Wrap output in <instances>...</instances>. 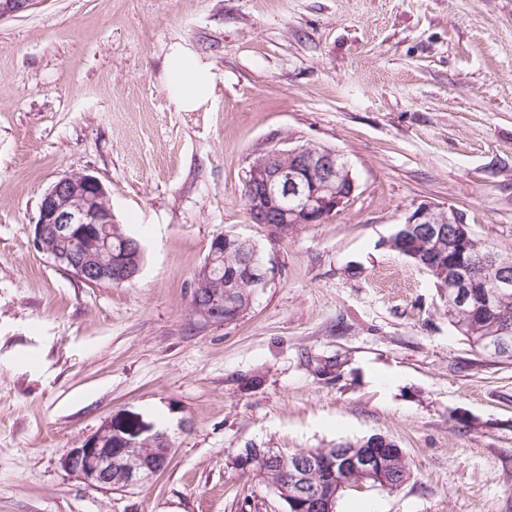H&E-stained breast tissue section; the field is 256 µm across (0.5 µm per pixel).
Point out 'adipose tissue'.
Wrapping results in <instances>:
<instances>
[{
	"label": "adipose tissue",
	"instance_id": "adipose-tissue-1",
	"mask_svg": "<svg viewBox=\"0 0 512 512\" xmlns=\"http://www.w3.org/2000/svg\"><path fill=\"white\" fill-rule=\"evenodd\" d=\"M166 83L174 104L184 112L205 108L215 93L210 64L180 43L170 47Z\"/></svg>",
	"mask_w": 512,
	"mask_h": 512
}]
</instances>
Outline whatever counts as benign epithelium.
Returning a JSON list of instances; mask_svg holds the SVG:
<instances>
[{
    "mask_svg": "<svg viewBox=\"0 0 512 512\" xmlns=\"http://www.w3.org/2000/svg\"><path fill=\"white\" fill-rule=\"evenodd\" d=\"M31 0H4L0 19L17 16L29 8ZM355 191L350 166L334 149L296 146L286 151L271 149L248 167L244 194L251 223L262 227L270 238L284 234L282 224H322L327 216L341 210ZM114 223L108 192L91 174H67L59 178L43 195L38 217L33 224V245L40 249L48 238L59 248L50 252L55 263L66 267L78 279L89 283L121 287L134 280L141 270V246L125 243L112 250L103 231ZM403 223L419 225L433 245L435 261H448V299L468 310L469 299L482 294L488 303L512 290V261L484 245L477 247L480 263L458 258L465 235V223L456 208L429 203L410 209ZM232 237L244 251L257 252V242L250 237L228 232L215 236L218 244ZM219 254L211 250L205 272L193 281L192 311L211 324H224V304L236 306L224 295H210L206 285ZM245 275L266 288L274 278V265H249ZM155 442L152 456L141 453L140 446ZM173 452L169 436L154 429L140 416L109 419L78 446L69 448L61 458L62 467L91 488L120 490L135 486L164 471ZM363 476L359 482L323 483L320 473L332 470V462ZM239 467L253 471L261 465L285 475L284 483L274 493L293 507L308 512H335L341 491L370 485L382 489L396 486L402 475L399 453L369 454L358 448H322L311 453L290 452L283 448H245L237 456Z\"/></svg>",
    "mask_w": 512,
    "mask_h": 512,
    "instance_id": "obj_1",
    "label": "benign epithelium"
}]
</instances>
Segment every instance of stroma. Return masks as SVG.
Returning <instances> with one entry per match:
<instances>
[{
    "label": "stroma",
    "mask_w": 512,
    "mask_h": 512,
    "mask_svg": "<svg viewBox=\"0 0 512 512\" xmlns=\"http://www.w3.org/2000/svg\"><path fill=\"white\" fill-rule=\"evenodd\" d=\"M176 42L212 66L208 110L169 97ZM298 144L343 154L356 188L272 241L246 170ZM68 173L97 177L140 241L132 282L85 283L34 248ZM424 202L512 254V0H33L0 19V512H286L242 448L372 434L410 477L336 512H512V363L475 353L446 289L385 245ZM221 232L276 274L211 325L190 287ZM132 413L170 434L163 472L105 491L62 467Z\"/></svg>",
    "instance_id": "stroma-1"
}]
</instances>
